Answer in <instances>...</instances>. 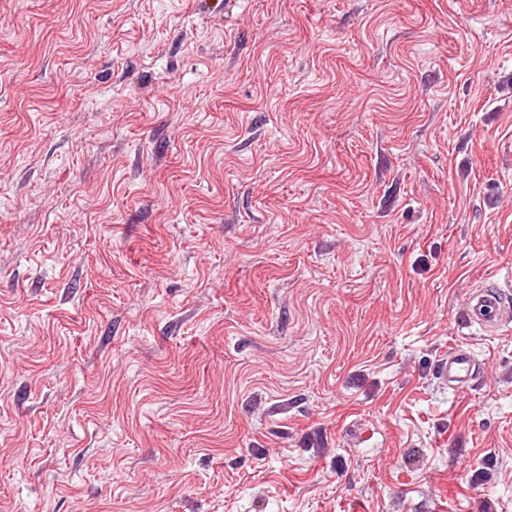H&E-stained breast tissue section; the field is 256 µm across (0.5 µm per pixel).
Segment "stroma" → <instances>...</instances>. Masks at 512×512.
<instances>
[{
	"mask_svg": "<svg viewBox=\"0 0 512 512\" xmlns=\"http://www.w3.org/2000/svg\"><path fill=\"white\" fill-rule=\"evenodd\" d=\"M489 276L512 0H0V512H512ZM467 299V321L482 330L494 332L512 322V302L503 294L493 277L486 278ZM476 366L469 349L463 346L453 347L448 352V362L445 363L442 376L448 388L453 391H463L470 387L476 378Z\"/></svg>",
	"mask_w": 512,
	"mask_h": 512,
	"instance_id": "35a3bbf8",
	"label": "stroma"
}]
</instances>
